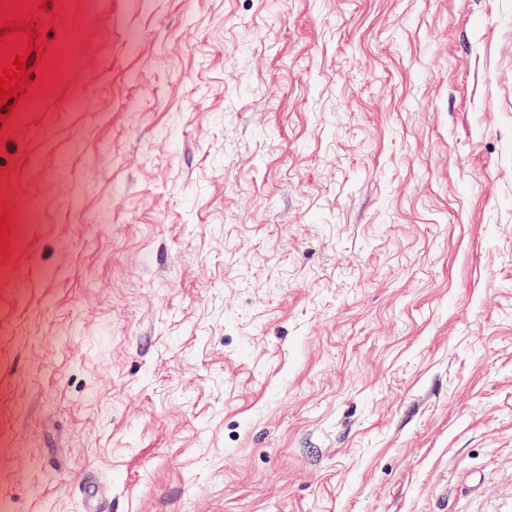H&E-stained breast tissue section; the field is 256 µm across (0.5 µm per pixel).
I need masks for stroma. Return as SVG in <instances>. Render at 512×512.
Masks as SVG:
<instances>
[{"mask_svg": "<svg viewBox=\"0 0 512 512\" xmlns=\"http://www.w3.org/2000/svg\"><path fill=\"white\" fill-rule=\"evenodd\" d=\"M38 16L0 512H512V0Z\"/></svg>", "mask_w": 512, "mask_h": 512, "instance_id": "obj_1", "label": "stroma"}]
</instances>
